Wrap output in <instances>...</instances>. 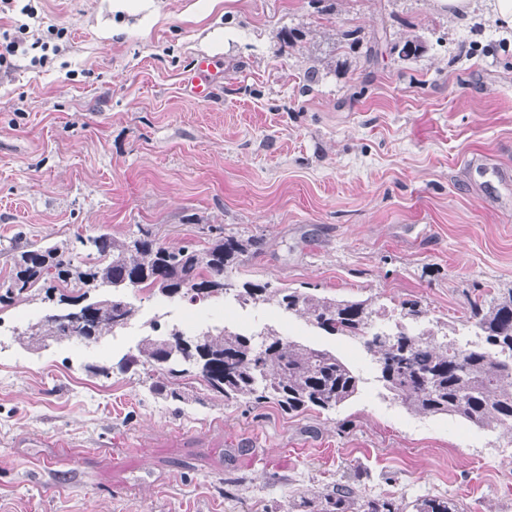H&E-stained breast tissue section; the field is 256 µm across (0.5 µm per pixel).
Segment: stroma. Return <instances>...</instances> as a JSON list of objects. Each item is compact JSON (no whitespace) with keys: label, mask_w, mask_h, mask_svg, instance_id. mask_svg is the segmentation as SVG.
<instances>
[{"label":"stroma","mask_w":512,"mask_h":512,"mask_svg":"<svg viewBox=\"0 0 512 512\" xmlns=\"http://www.w3.org/2000/svg\"><path fill=\"white\" fill-rule=\"evenodd\" d=\"M30 3L61 51L0 78V243L146 227L198 245L216 227L263 240L234 282L414 299L455 330L487 288H512V29L483 6L462 23L432 0ZM352 29L375 46H350ZM415 39L417 57L393 53ZM201 56L224 74L209 102L181 86ZM125 298L129 336L0 339V512H318L347 481L512 512V430L411 413L359 340L230 292ZM187 306L210 326H287L359 373L360 391L300 415L157 399L121 359Z\"/></svg>","instance_id":"1"}]
</instances>
